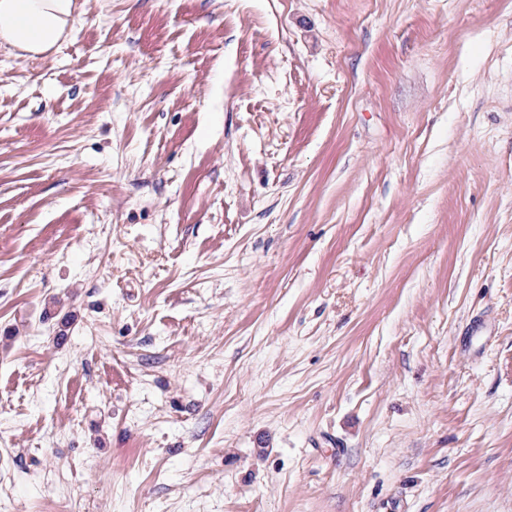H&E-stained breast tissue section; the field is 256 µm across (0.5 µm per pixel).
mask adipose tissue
<instances>
[{"instance_id": "adipose-tissue-1", "label": "adipose tissue", "mask_w": 512, "mask_h": 512, "mask_svg": "<svg viewBox=\"0 0 512 512\" xmlns=\"http://www.w3.org/2000/svg\"><path fill=\"white\" fill-rule=\"evenodd\" d=\"M74 14L75 0H0V47L43 55L70 36Z\"/></svg>"}]
</instances>
